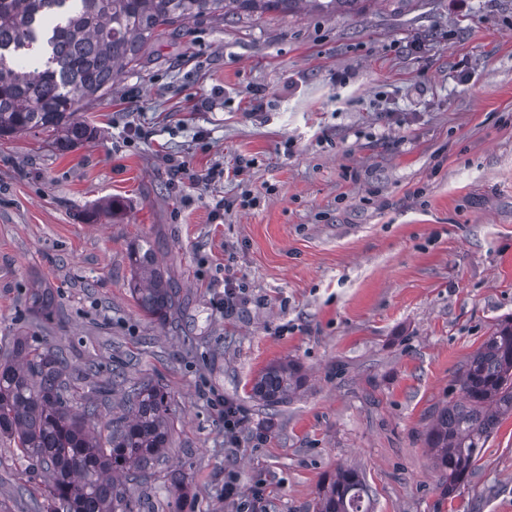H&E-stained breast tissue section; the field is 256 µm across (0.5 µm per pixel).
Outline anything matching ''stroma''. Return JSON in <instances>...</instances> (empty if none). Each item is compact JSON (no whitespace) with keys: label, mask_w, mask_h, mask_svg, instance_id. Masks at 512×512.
<instances>
[{"label":"stroma","mask_w":512,"mask_h":512,"mask_svg":"<svg viewBox=\"0 0 512 512\" xmlns=\"http://www.w3.org/2000/svg\"><path fill=\"white\" fill-rule=\"evenodd\" d=\"M141 55L85 111L83 146L0 139V357L25 336L73 370L95 362L84 387L119 372L169 391L174 431L132 490L139 512H235L230 470L242 497L264 487L266 512H315L341 465L362 471L370 512H512V416L451 497L424 442L512 316V0H301L167 28ZM241 158L247 186L206 180ZM245 188L256 207L235 206ZM219 199L233 207L217 219ZM145 240L183 297L163 325L129 286ZM228 277L245 298L229 317ZM36 288L52 321L29 311ZM285 360L305 383L265 408L253 383ZM225 397L244 414L235 447ZM46 482L0 436V512H30ZM30 311L34 318L40 322L53 319L55 313L54 297L47 288H36L30 297Z\"/></svg>","instance_id":"1"}]
</instances>
